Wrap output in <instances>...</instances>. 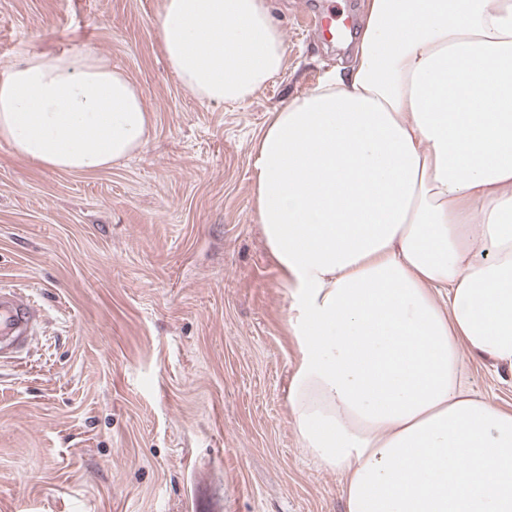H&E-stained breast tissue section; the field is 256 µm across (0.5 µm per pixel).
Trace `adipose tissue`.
<instances>
[{"mask_svg": "<svg viewBox=\"0 0 512 512\" xmlns=\"http://www.w3.org/2000/svg\"><path fill=\"white\" fill-rule=\"evenodd\" d=\"M349 66L273 112L257 222L290 289L288 405L346 512H512V410L460 348L512 368V0H366ZM170 69L251 97L286 46L266 0H164ZM140 90L93 48L0 71V140L90 173L140 152Z\"/></svg>", "mask_w": 512, "mask_h": 512, "instance_id": "adipose-tissue-1", "label": "adipose tissue"}]
</instances>
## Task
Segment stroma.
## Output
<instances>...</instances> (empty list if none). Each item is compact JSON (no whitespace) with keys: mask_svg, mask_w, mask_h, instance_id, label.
<instances>
[{"mask_svg":"<svg viewBox=\"0 0 512 512\" xmlns=\"http://www.w3.org/2000/svg\"><path fill=\"white\" fill-rule=\"evenodd\" d=\"M163 0H0V69L91 46L139 88L143 150L94 173L0 141V289L36 333L0 358V512H344L335 471L288 408L289 290L262 240L253 163L272 112L348 62L353 41L303 12L362 0H269L287 47L250 98L209 104L170 70ZM470 387L512 410V371L462 352Z\"/></svg>","mask_w":512,"mask_h":512,"instance_id":"obj_1","label":"stroma"}]
</instances>
